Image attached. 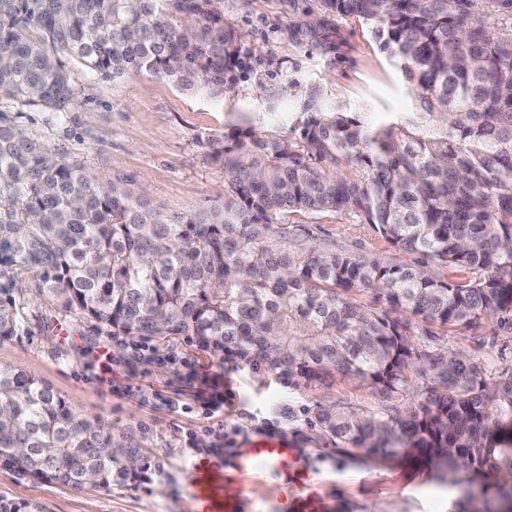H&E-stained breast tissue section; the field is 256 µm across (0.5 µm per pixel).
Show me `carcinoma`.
Instances as JSON below:
<instances>
[{
  "label": "carcinoma",
  "mask_w": 512,
  "mask_h": 512,
  "mask_svg": "<svg viewBox=\"0 0 512 512\" xmlns=\"http://www.w3.org/2000/svg\"><path fill=\"white\" fill-rule=\"evenodd\" d=\"M472 2L315 0L318 13L371 29L418 111L373 127L312 90L297 140L251 125L205 139L224 201L170 216L132 181L56 158L16 115L68 111L77 81L64 57L103 78L149 74L223 97L247 67L223 0H0V99L13 105L0 110V340L24 332L35 273L112 336H188L295 386L338 374L400 393L418 379L427 396L407 416L326 406L322 430L368 455L429 457L481 486L467 502L512 512V483L496 484L495 511L485 484L512 475V370L414 344L417 317L456 331L512 310V37L488 31ZM293 210L354 213L417 259L299 244L283 223ZM361 291L384 307L361 305ZM0 467L104 490L149 469L127 437L2 365ZM0 512L43 510L0 497Z\"/></svg>",
  "instance_id": "1"
}]
</instances>
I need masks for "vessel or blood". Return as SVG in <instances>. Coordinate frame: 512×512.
Instances as JSON below:
<instances>
[{"label": "vessel or blood", "mask_w": 512, "mask_h": 512, "mask_svg": "<svg viewBox=\"0 0 512 512\" xmlns=\"http://www.w3.org/2000/svg\"><path fill=\"white\" fill-rule=\"evenodd\" d=\"M261 472L277 487L271 498L258 501L245 490L227 493V484ZM186 476L193 512H330L328 501L316 488L314 473L284 436L246 440L226 456H196Z\"/></svg>", "instance_id": "b4317fda"}]
</instances>
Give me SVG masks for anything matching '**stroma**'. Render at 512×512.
Instances as JSON below:
<instances>
[{"mask_svg": "<svg viewBox=\"0 0 512 512\" xmlns=\"http://www.w3.org/2000/svg\"><path fill=\"white\" fill-rule=\"evenodd\" d=\"M312 0H224V19L244 38L248 69L233 92L212 99L144 74L103 79L77 71L78 101L65 112L22 110L19 122L57 158L146 186L152 203L189 213L224 198V172L206 157L204 141L229 125L262 134L299 133V98L281 97L289 83L324 99L367 106L372 125L416 109L389 57L356 17L311 14ZM286 222L308 242L413 262L371 225L346 213L292 212ZM25 294L28 333L0 341V364L34 374L71 407L128 435L150 457V478L135 488L77 490L0 468V496L36 501L46 512H193L186 481L190 460L226 454L248 438L285 434L314 470L333 512H450L460 487L433 463L410 455L370 457L327 437L316 416L326 405L405 416L411 395L398 396L335 378L294 387L260 365L220 358L188 337L173 345L109 336L38 275ZM425 348L464 351L496 371L512 367V322L426 335ZM224 418H209L215 395Z\"/></svg>", "mask_w": 512, "mask_h": 512, "instance_id": "obj_1", "label": "stroma"}]
</instances>
